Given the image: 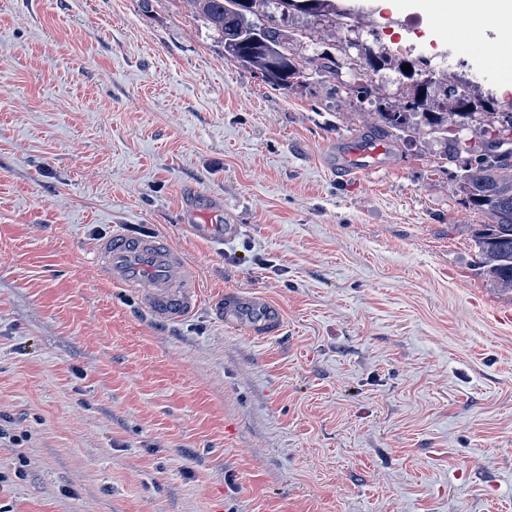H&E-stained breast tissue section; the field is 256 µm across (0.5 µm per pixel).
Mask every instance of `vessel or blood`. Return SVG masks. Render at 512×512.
Here are the masks:
<instances>
[{"label":"vessel or blood","instance_id":"1","mask_svg":"<svg viewBox=\"0 0 512 512\" xmlns=\"http://www.w3.org/2000/svg\"><path fill=\"white\" fill-rule=\"evenodd\" d=\"M378 153L364 145L344 155L338 169L342 177L361 174ZM185 224L194 235L217 243H229L242 232L241 225L223 228L200 224L195 213H187ZM97 266L112 285L135 290L142 308L168 323L187 318L201 304L198 270L186 255L161 234H132L121 229L100 239L95 247ZM226 328L251 339H267L282 332V307L256 290L225 293L213 305Z\"/></svg>","mask_w":512,"mask_h":512}]
</instances>
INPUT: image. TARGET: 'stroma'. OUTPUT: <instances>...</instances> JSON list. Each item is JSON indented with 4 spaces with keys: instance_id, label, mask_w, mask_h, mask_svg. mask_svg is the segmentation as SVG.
Here are the masks:
<instances>
[{
    "instance_id": "1",
    "label": "stroma",
    "mask_w": 512,
    "mask_h": 512,
    "mask_svg": "<svg viewBox=\"0 0 512 512\" xmlns=\"http://www.w3.org/2000/svg\"><path fill=\"white\" fill-rule=\"evenodd\" d=\"M415 2L289 11L304 75L278 89L180 0H0V512H512V294L475 266L458 163L420 136L336 173L406 96L392 71L356 99L363 46L512 111V70ZM196 205L242 235L196 238ZM117 227L194 262L193 315L104 280ZM237 289L283 331L225 329ZM377 153L378 149L372 145L358 147L344 155L343 162L337 172L345 178L351 175H360L371 166V161L366 159H373ZM213 311L226 328L250 339L271 338L284 328L282 307L256 290L226 292Z\"/></svg>"
}]
</instances>
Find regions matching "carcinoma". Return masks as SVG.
I'll return each instance as SVG.
<instances>
[{
	"instance_id": "obj_1",
	"label": "carcinoma",
	"mask_w": 512,
	"mask_h": 512,
	"mask_svg": "<svg viewBox=\"0 0 512 512\" xmlns=\"http://www.w3.org/2000/svg\"><path fill=\"white\" fill-rule=\"evenodd\" d=\"M286 7L289 0H180L205 25L223 37L224 53L245 67L257 68L273 86L287 88L303 77L294 53L298 36L286 30L254 21L268 4ZM281 60L278 73H267V60ZM483 118L480 126L483 150L467 162L459 180L468 207L485 217L482 224H469L467 229L476 253L480 274L504 293H512V112L494 109L439 112L427 105L415 92L406 94L403 106H386L377 112L374 125L379 137H409L423 133L443 140L459 130L467 119Z\"/></svg>"
}]
</instances>
